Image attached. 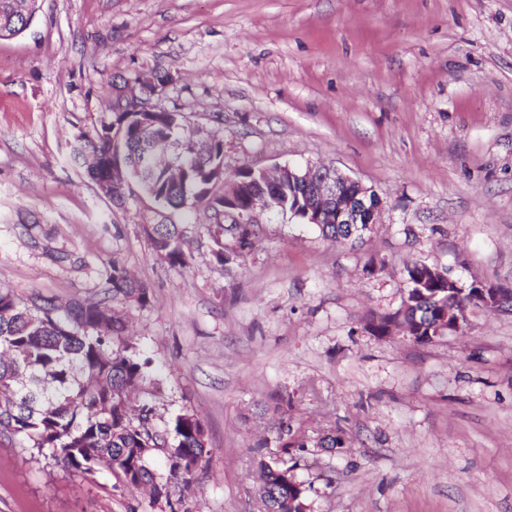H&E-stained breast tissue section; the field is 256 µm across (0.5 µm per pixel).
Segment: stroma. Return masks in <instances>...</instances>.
<instances>
[{
    "mask_svg": "<svg viewBox=\"0 0 512 512\" xmlns=\"http://www.w3.org/2000/svg\"><path fill=\"white\" fill-rule=\"evenodd\" d=\"M164 75L156 105L224 137V173L324 163L382 201L361 243L263 218L230 265L208 219L130 187L101 196L73 148L109 117L114 76ZM181 224L189 266L147 224ZM119 263L146 306L112 308L151 366L155 427L206 430L190 488L154 466L181 512H259V460L291 467L307 512H512V311L473 310L427 344L365 330L423 262L512 288V0H36L0 39V288L104 299ZM293 427L343 448L286 452ZM107 468L80 474L0 445V512H169Z\"/></svg>",
    "mask_w": 512,
    "mask_h": 512,
    "instance_id": "1",
    "label": "stroma"
}]
</instances>
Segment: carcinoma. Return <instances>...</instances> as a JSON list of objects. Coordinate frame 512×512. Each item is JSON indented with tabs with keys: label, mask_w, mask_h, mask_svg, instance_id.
<instances>
[{
	"label": "carcinoma",
	"mask_w": 512,
	"mask_h": 512,
	"mask_svg": "<svg viewBox=\"0 0 512 512\" xmlns=\"http://www.w3.org/2000/svg\"><path fill=\"white\" fill-rule=\"evenodd\" d=\"M28 17L15 9L13 0H0V33L23 27ZM111 126L84 135L78 157L93 180L120 164L144 195L163 208L191 207L201 194L209 197L208 232L217 262L229 263L250 251L259 225L247 222L253 200L264 196L271 208L292 216L302 214L298 201L311 194L304 185H269L242 167L243 184L234 200L224 202V176L206 182L200 171L224 168V139L195 143L185 150V117L180 112H114ZM324 237L334 243L355 242L369 230L366 224H321ZM144 233L157 255L171 265L185 266L191 255L176 224H146ZM230 232L236 246L224 244ZM409 284L406 300L394 313L374 315L366 329L388 337L403 328L417 343H429L438 321L455 317L468 296L450 294L448 282L423 263L406 266ZM112 295L141 306L149 302L144 286L119 266H110ZM125 323L105 303L56 305L41 297L24 301L0 289V439L20 441L42 452L48 449L59 463L82 474L104 464L123 484L153 488L161 494L151 460L164 451L171 460L170 474L191 476L204 458L205 431L193 413L176 416L173 430L178 445L166 448V434L154 426L155 408L138 393L145 363L135 355L113 349L125 345ZM279 440L284 448L308 446L310 438L284 422ZM286 470L260 464V512H306L305 490L287 481Z\"/></svg>",
	"instance_id": "carcinoma-1"
}]
</instances>
